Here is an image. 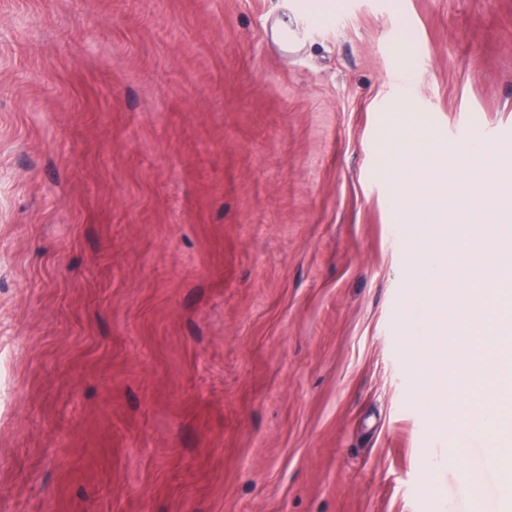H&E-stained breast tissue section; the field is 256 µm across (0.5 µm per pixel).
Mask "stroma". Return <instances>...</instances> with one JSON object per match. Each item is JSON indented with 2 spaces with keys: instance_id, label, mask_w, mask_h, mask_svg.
<instances>
[{
  "instance_id": "obj_1",
  "label": "stroma",
  "mask_w": 512,
  "mask_h": 512,
  "mask_svg": "<svg viewBox=\"0 0 512 512\" xmlns=\"http://www.w3.org/2000/svg\"><path fill=\"white\" fill-rule=\"evenodd\" d=\"M297 3L0 0V512H507L391 148L512 162V0Z\"/></svg>"
}]
</instances>
